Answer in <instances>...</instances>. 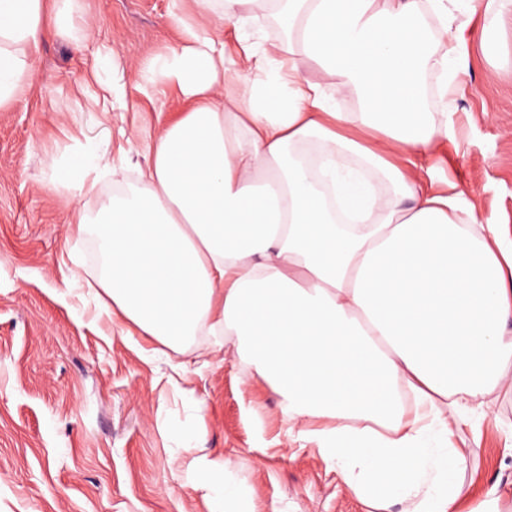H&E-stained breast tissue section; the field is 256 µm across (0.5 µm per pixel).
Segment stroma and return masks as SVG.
Masks as SVG:
<instances>
[{"mask_svg":"<svg viewBox=\"0 0 512 512\" xmlns=\"http://www.w3.org/2000/svg\"><path fill=\"white\" fill-rule=\"evenodd\" d=\"M168 5L76 0L68 31L35 56L43 82L0 111V512H225L185 486L200 454L235 461L240 503L254 512H368L340 470L289 435L279 395L223 351V337L160 348L60 294L72 268L96 278L91 237L67 233L66 221L100 200L53 185L54 167L108 132L118 166L102 187L136 183L148 165L140 141L182 106L177 89L152 100L132 87L125 110L98 111L78 93L92 50H116L122 64L165 52L178 39ZM466 66L468 80L448 84L454 136L426 164L464 185L511 240L512 29L474 43ZM175 364L189 393L166 384ZM494 412L453 439L467 451L464 512L488 484L512 486V396Z\"/></svg>","mask_w":512,"mask_h":512,"instance_id":"stroma-1","label":"stroma"}]
</instances>
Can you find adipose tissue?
I'll return each mask as SVG.
<instances>
[{"label": "adipose tissue", "mask_w": 512, "mask_h": 512, "mask_svg": "<svg viewBox=\"0 0 512 512\" xmlns=\"http://www.w3.org/2000/svg\"><path fill=\"white\" fill-rule=\"evenodd\" d=\"M72 2L0 0V110L40 81L34 54ZM277 2L197 0L194 16L174 2L177 45L95 78L105 112L130 83L176 88L187 108L147 143L139 185L73 217L103 258L94 296L166 346L230 336L375 512L393 498L459 512L466 455L447 441L512 393V242L462 184L419 166L453 136L424 84L436 74L445 98L469 42L512 26V0H285L293 37L259 46L245 27ZM219 17L240 30L234 56ZM345 95L357 110H337ZM111 167L91 141L68 163L82 196ZM234 467L195 457L191 487L231 492Z\"/></svg>", "instance_id": "adipose-tissue-1"}]
</instances>
